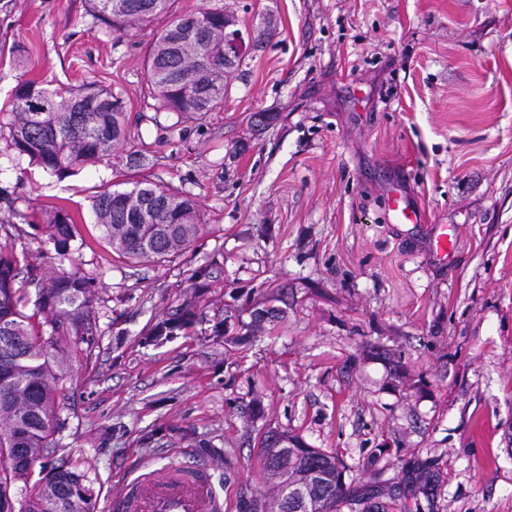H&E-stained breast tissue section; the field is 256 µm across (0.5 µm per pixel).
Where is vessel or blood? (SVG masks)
<instances>
[{
  "mask_svg": "<svg viewBox=\"0 0 512 512\" xmlns=\"http://www.w3.org/2000/svg\"><path fill=\"white\" fill-rule=\"evenodd\" d=\"M112 512H223L209 466L169 462L116 497Z\"/></svg>",
  "mask_w": 512,
  "mask_h": 512,
  "instance_id": "obj_1",
  "label": "vessel or blood"
}]
</instances>
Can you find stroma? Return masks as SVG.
Wrapping results in <instances>:
<instances>
[{
	"label": "stroma",
	"mask_w": 512,
	"mask_h": 512,
	"mask_svg": "<svg viewBox=\"0 0 512 512\" xmlns=\"http://www.w3.org/2000/svg\"><path fill=\"white\" fill-rule=\"evenodd\" d=\"M198 2L170 0L118 41L88 0H0V110L25 79L97 80L124 98L131 132L63 178L0 139L12 247L43 279L88 278L97 312L51 461L86 472L108 512L142 460L201 453L238 512L272 494L256 437L276 428L338 450L363 483L430 461L435 512H512V0H210L272 35L222 107L151 120L147 49ZM258 112L277 115L259 133ZM158 179L197 201L203 228L179 257L133 262L102 241L92 200ZM397 190L419 223L395 221ZM55 206L86 240L65 256L45 231ZM433 224L453 237L447 258L432 255ZM272 303L279 317L252 325ZM188 304L174 341L142 344ZM246 332L248 346L224 341ZM153 429L161 440L144 441Z\"/></svg>",
	"instance_id": "35a3bbf8"
}]
</instances>
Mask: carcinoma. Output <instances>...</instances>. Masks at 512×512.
I'll return each instance as SVG.
<instances>
[{"label":"carcinoma","mask_w":512,"mask_h":512,"mask_svg":"<svg viewBox=\"0 0 512 512\" xmlns=\"http://www.w3.org/2000/svg\"><path fill=\"white\" fill-rule=\"evenodd\" d=\"M169 0H89L93 19L117 38L132 39L165 13ZM232 16L207 4L172 18L157 33L144 60V83L155 112H212L228 97L230 74L245 56L224 57V20ZM194 21L205 39L178 51L171 33ZM8 130L10 147L30 163L58 176L79 171L109 154L113 143L130 135L122 97L95 81L49 91L34 80L15 87L11 109L0 132ZM103 239L133 261L177 257L200 232L198 205L179 189L138 183L125 191L108 189L92 204ZM49 239L58 254L70 250L77 234L73 216L61 207L47 216ZM35 290L45 320L25 313ZM191 313L166 319L143 336L147 344L172 341ZM49 332H44V328ZM96 314L86 281L63 276L45 282L23 272L18 254L0 247V512H94L93 488L87 474L54 466L45 451L54 445L57 409L67 398L63 364L92 356ZM289 447H269L260 439L262 466L276 487L305 480L309 494L321 501L320 512H424L433 510L435 471L422 463L407 471L404 487L381 475L359 483L335 452L312 448L297 436H285ZM42 477L26 486L31 473ZM19 492L24 504L8 507V494Z\"/></svg>","instance_id":"cac0c4a2"}]
</instances>
